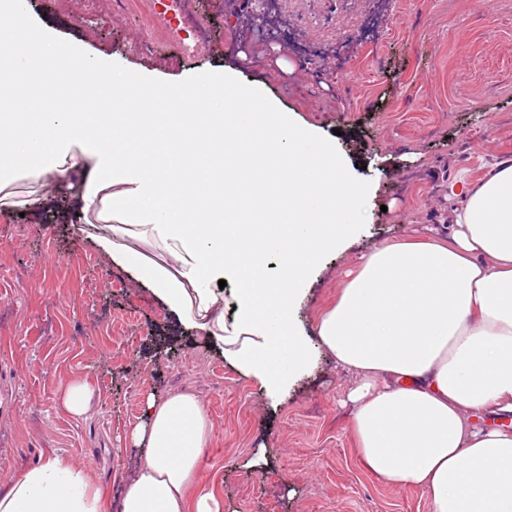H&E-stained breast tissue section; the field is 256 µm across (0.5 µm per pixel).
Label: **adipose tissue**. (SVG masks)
Segmentation results:
<instances>
[{"label":"adipose tissue","instance_id":"ef3b65f1","mask_svg":"<svg viewBox=\"0 0 512 512\" xmlns=\"http://www.w3.org/2000/svg\"><path fill=\"white\" fill-rule=\"evenodd\" d=\"M0 31L12 35L0 81L13 78V55L32 63L0 115V172L45 161L49 135L81 132L110 161L100 187L113 205H134L177 250L175 265L161 266L123 244L136 230L118 224L113 260L143 272L226 360L274 397L324 350L358 378L352 436L379 483L420 489L432 512H512V429L479 421L512 414V157L461 184L449 237L364 256L311 340L290 310L321 256L352 235L345 212L364 194L313 126L231 71L199 97L191 82L59 55L28 0H0ZM214 267L240 284L234 310L209 286ZM142 411L127 439L144 460L120 502L53 455L0 487V512H223L214 493L191 491L210 440L203 401L151 392Z\"/></svg>","mask_w":512,"mask_h":512}]
</instances>
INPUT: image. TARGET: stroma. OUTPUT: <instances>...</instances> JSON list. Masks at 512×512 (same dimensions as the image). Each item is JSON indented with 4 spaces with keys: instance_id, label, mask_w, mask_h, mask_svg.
Returning <instances> with one entry per match:
<instances>
[{
    "instance_id": "35a3bbf8",
    "label": "stroma",
    "mask_w": 512,
    "mask_h": 512,
    "mask_svg": "<svg viewBox=\"0 0 512 512\" xmlns=\"http://www.w3.org/2000/svg\"><path fill=\"white\" fill-rule=\"evenodd\" d=\"M150 2L28 0L62 47L104 68L168 85L236 70L335 140L350 180L369 195L348 211L358 232L304 286L302 335L313 334L361 255L384 241L448 235L453 186L512 157V0H389L379 18L371 0H277L301 40L335 44L316 68L298 43L255 42L236 19L241 0H204L217 40L198 53L165 33L143 46ZM283 53L292 71L276 67ZM105 164L68 136L47 166L0 177V485L58 454L120 500L143 459L125 432L141 419L144 393L190 391L211 422L195 486L223 498L224 512H430L421 490L382 485L361 466L341 405L353 372L323 352L271 399L138 270L113 262L105 239L139 216L113 207L97 181L67 176ZM76 376L96 389L81 418L59 404Z\"/></svg>"
}]
</instances>
